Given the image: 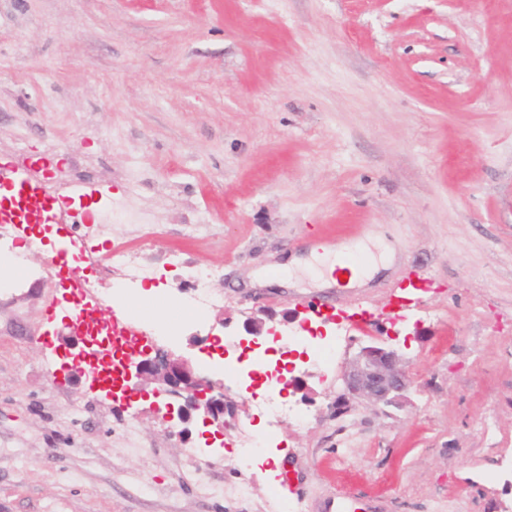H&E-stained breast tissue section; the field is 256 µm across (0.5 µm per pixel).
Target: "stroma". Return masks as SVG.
Returning <instances> with one entry per match:
<instances>
[{
  "mask_svg": "<svg viewBox=\"0 0 512 512\" xmlns=\"http://www.w3.org/2000/svg\"><path fill=\"white\" fill-rule=\"evenodd\" d=\"M0 164L6 205L13 173L34 171L40 200L57 170L82 175L72 209L111 231L55 222L90 280L133 278L141 345L200 370L263 309L286 339L257 357H286L313 396L281 390L307 419L269 425L240 362L235 423L182 436L151 388L120 404L69 378L76 298L40 280L59 247L44 239L23 272L0 265V512L512 507V0H0ZM318 241L387 266L360 288L283 271ZM114 250L129 263L108 273ZM198 267L223 303L193 320ZM307 331L351 338L324 365L292 343ZM368 335L400 355L409 400L336 412ZM323 512H378L379 506L370 499L360 496H336L324 501Z\"/></svg>",
  "mask_w": 512,
  "mask_h": 512,
  "instance_id": "obj_1",
  "label": "stroma"
}]
</instances>
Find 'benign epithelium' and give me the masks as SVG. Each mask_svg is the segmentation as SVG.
Instances as JSON below:
<instances>
[{
	"label": "benign epithelium",
	"instance_id": "benign-epithelium-1",
	"mask_svg": "<svg viewBox=\"0 0 512 512\" xmlns=\"http://www.w3.org/2000/svg\"><path fill=\"white\" fill-rule=\"evenodd\" d=\"M70 371L89 368L101 391L111 397L127 398L144 383L156 384L155 392L167 398L166 416L183 434V425L202 414L222 427L229 426L224 415L234 414V403L224 394L223 385L195 370L188 358L169 352L139 351L121 362L118 382L112 380L109 362L96 363L80 349L70 354ZM344 399L372 405L377 409L398 407L407 397L412 381L397 351L372 338L361 343L355 358L343 374Z\"/></svg>",
	"mask_w": 512,
	"mask_h": 512
}]
</instances>
